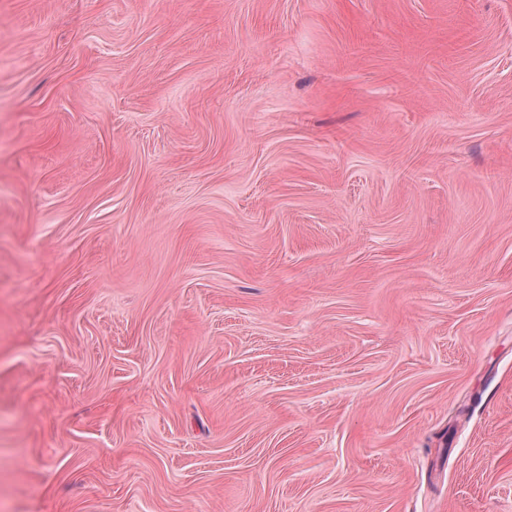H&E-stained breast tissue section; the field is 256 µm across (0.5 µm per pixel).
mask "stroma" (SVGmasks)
Returning a JSON list of instances; mask_svg holds the SVG:
<instances>
[{
    "instance_id": "35a3bbf8",
    "label": "stroma",
    "mask_w": 512,
    "mask_h": 512,
    "mask_svg": "<svg viewBox=\"0 0 512 512\" xmlns=\"http://www.w3.org/2000/svg\"><path fill=\"white\" fill-rule=\"evenodd\" d=\"M0 512H512V0H0Z\"/></svg>"
}]
</instances>
